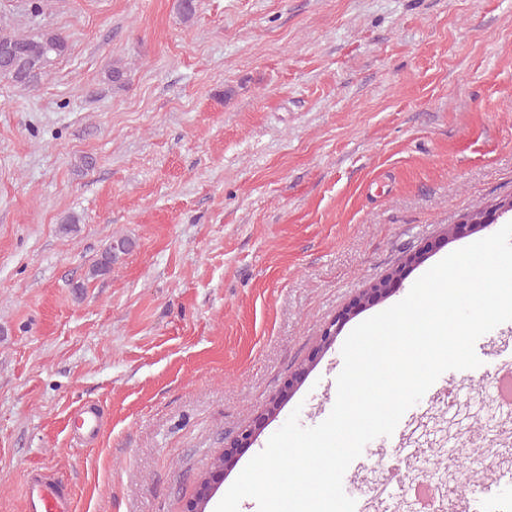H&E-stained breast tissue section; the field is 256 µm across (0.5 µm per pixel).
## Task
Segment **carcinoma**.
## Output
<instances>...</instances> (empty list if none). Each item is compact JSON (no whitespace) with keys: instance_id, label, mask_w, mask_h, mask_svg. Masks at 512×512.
<instances>
[{"instance_id":"1","label":"carcinoma","mask_w":512,"mask_h":512,"mask_svg":"<svg viewBox=\"0 0 512 512\" xmlns=\"http://www.w3.org/2000/svg\"><path fill=\"white\" fill-rule=\"evenodd\" d=\"M67 51L68 40L58 32L27 36L0 30V81L30 88L46 73L48 66ZM130 246L126 239L109 244L93 266L92 275L107 274L112 269V261Z\"/></svg>"}]
</instances>
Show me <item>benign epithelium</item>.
I'll use <instances>...</instances> for the list:
<instances>
[{
	"mask_svg": "<svg viewBox=\"0 0 512 512\" xmlns=\"http://www.w3.org/2000/svg\"><path fill=\"white\" fill-rule=\"evenodd\" d=\"M508 212H512V198L499 202L491 209L478 210L477 215L470 216L454 225L450 228V232L444 234V236L426 242L420 250L407 255L404 261L392 269L391 272L363 289L346 309L325 326L320 336L318 352L322 353L331 348L336 340V336L352 316L392 296L397 291V287L403 280L407 270L422 263L428 255L449 243L450 240L469 236L487 229L501 215ZM313 363L314 359H309L307 365L301 367L293 377L283 384L279 392L266 404L261 418L265 419L276 414L280 405L294 394L302 378L312 367ZM254 436L255 428L251 426L243 427L224 444V451L217 458L213 459L208 474L201 478L197 493L194 498L186 503L184 512H206L207 503L212 497L218 481L235 466L240 449L250 446Z\"/></svg>",
	"mask_w": 512,
	"mask_h": 512,
	"instance_id": "obj_1",
	"label": "benign epithelium"
}]
</instances>
